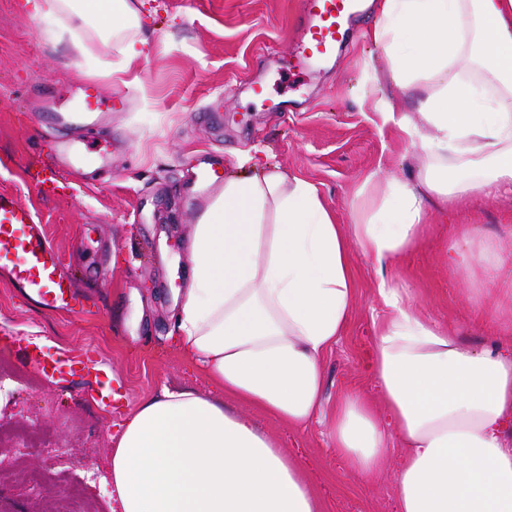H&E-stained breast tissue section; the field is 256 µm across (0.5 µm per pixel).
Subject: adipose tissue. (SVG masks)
Segmentation results:
<instances>
[{"mask_svg":"<svg viewBox=\"0 0 512 512\" xmlns=\"http://www.w3.org/2000/svg\"><path fill=\"white\" fill-rule=\"evenodd\" d=\"M146 59L133 0H25ZM370 37L392 91L374 88L381 130L418 148L416 175L368 177L380 198L337 223L311 181L239 161L188 239L173 330L222 398L163 391L127 418L109 463L121 512H326L306 468L231 397L293 429L324 410L323 357L354 307L351 251L375 267L370 401L336 400L331 438L351 474L391 469L396 512H512V331L476 347L423 316L392 269L423 245L435 201L512 194V0H378ZM479 259L495 282L512 258L461 225L448 264ZM401 446L397 464L389 450Z\"/></svg>","mask_w":512,"mask_h":512,"instance_id":"ef3b65f1","label":"adipose tissue"}]
</instances>
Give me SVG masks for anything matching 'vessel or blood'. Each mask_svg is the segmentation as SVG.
I'll return each instance as SVG.
<instances>
[{"label": "vessel or blood", "mask_w": 512, "mask_h": 512, "mask_svg": "<svg viewBox=\"0 0 512 512\" xmlns=\"http://www.w3.org/2000/svg\"><path fill=\"white\" fill-rule=\"evenodd\" d=\"M365 13L363 0H298L289 82L310 77L320 65L335 59L344 43L354 37L356 24ZM71 98L70 108L49 114L50 125L99 124L107 105L94 84L81 85ZM56 152L71 166L84 164L90 158L102 168L110 163L108 150H100L91 157L81 144L73 141L57 142ZM0 273L6 274L14 288L42 309L63 310L73 315L84 311L83 299L75 294L64 272L62 256L43 234L35 212L5 192H0ZM0 344L55 383L83 379L92 398L104 410H112L123 398L112 385L111 367L93 346L64 349L20 336L0 338Z\"/></svg>", "instance_id": "obj_1"}]
</instances>
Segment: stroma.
Wrapping results in <instances>:
<instances>
[{"label": "stroma", "instance_id": "35a3bbf8", "mask_svg": "<svg viewBox=\"0 0 512 512\" xmlns=\"http://www.w3.org/2000/svg\"><path fill=\"white\" fill-rule=\"evenodd\" d=\"M18 0H0V191L33 209L66 272L83 296L86 314L50 312L31 304L0 276V336L48 340L60 347L90 344L111 365L126 398L105 412L79 387L45 380L15 355L0 351V425L31 433L33 445L0 442V512H69L79 497L89 512H119L106 483L114 439L125 419L164 389L217 391L183 356L171 316L191 266L185 244L199 209L220 189L196 194L197 162L216 153L225 175H239V154L315 182L338 223L373 199L367 175L413 172L408 141L380 133L364 81L387 84L385 54L358 37L307 83L286 89L296 0H145L150 50L136 77L113 82L120 60L77 20L51 14L32 21ZM95 80L113 99L107 120L94 128L45 131L42 93L52 86ZM264 87L266 99L253 87ZM78 139L90 149L112 147V172L95 177L92 163L57 164L54 143ZM435 239L400 268L418 310L454 328L472 344L490 343L497 325L512 327V283L450 270L449 228L476 224L485 241L512 256V196L474 199L460 209L437 203ZM356 295L352 316L323 359L328 403L348 387L375 388L369 370L375 269L352 253ZM496 297L501 317L482 313L484 294ZM236 410L256 422L307 466L328 512H394L390 471L351 475L333 450L328 427L294 430L245 404ZM49 478V488L28 482Z\"/></svg>", "mask_w": 512, "mask_h": 512}]
</instances>
